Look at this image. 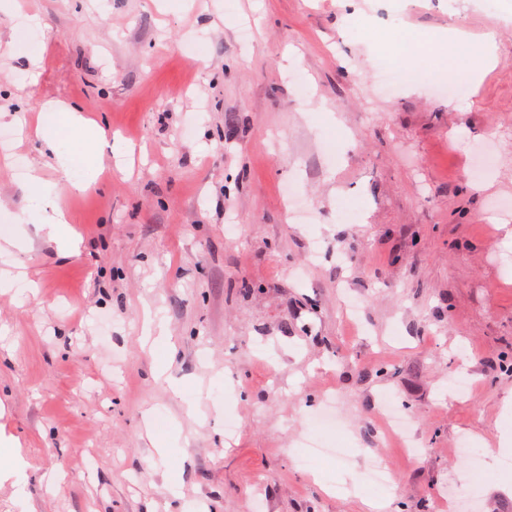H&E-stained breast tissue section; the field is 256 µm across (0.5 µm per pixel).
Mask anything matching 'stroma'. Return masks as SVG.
I'll return each instance as SVG.
<instances>
[{
    "instance_id": "stroma-1",
    "label": "stroma",
    "mask_w": 512,
    "mask_h": 512,
    "mask_svg": "<svg viewBox=\"0 0 512 512\" xmlns=\"http://www.w3.org/2000/svg\"><path fill=\"white\" fill-rule=\"evenodd\" d=\"M18 2L0 11V229L32 204L21 156L79 247L28 224L0 256L38 285L0 293V445L20 441L28 492L0 477V512H368L377 460L397 475L383 512H512V212L493 207L512 199V0ZM454 29L495 38L479 84L431 50ZM403 32L414 91L381 80ZM49 102L134 154L70 193L90 170L41 160ZM481 150L497 162L475 175ZM149 315L173 376L203 378V419L154 382ZM386 399L413 447L384 435ZM329 401L346 459L302 467ZM151 432L180 435L175 463Z\"/></svg>"
}]
</instances>
